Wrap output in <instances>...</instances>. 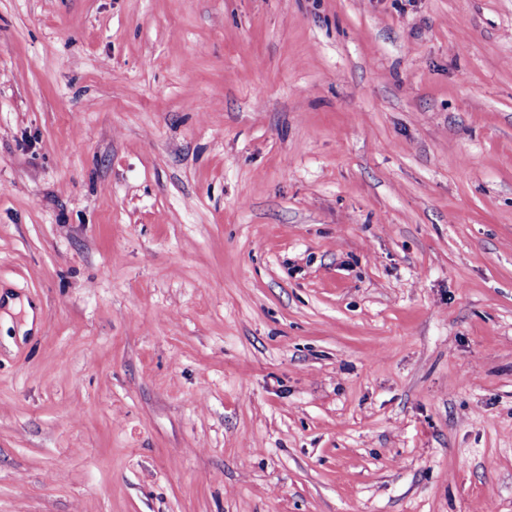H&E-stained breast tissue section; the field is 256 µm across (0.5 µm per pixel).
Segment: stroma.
I'll list each match as a JSON object with an SVG mask.
<instances>
[{
	"mask_svg": "<svg viewBox=\"0 0 512 512\" xmlns=\"http://www.w3.org/2000/svg\"><path fill=\"white\" fill-rule=\"evenodd\" d=\"M0 512H512V0H0Z\"/></svg>",
	"mask_w": 512,
	"mask_h": 512,
	"instance_id": "1",
	"label": "stroma"
}]
</instances>
